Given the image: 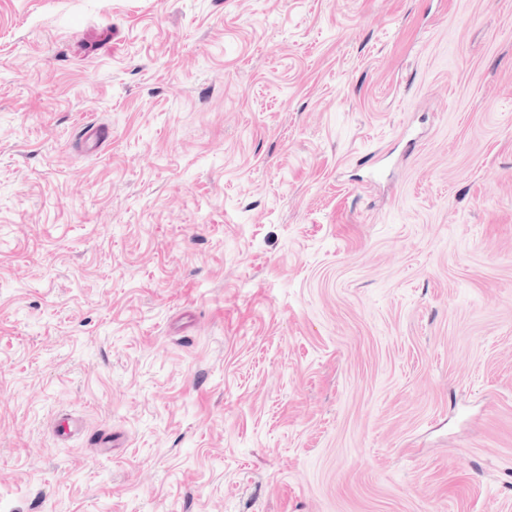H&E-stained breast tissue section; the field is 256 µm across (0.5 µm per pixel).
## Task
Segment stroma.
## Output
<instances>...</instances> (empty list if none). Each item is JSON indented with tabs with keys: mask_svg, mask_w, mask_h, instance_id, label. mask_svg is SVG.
Masks as SVG:
<instances>
[{
	"mask_svg": "<svg viewBox=\"0 0 512 512\" xmlns=\"http://www.w3.org/2000/svg\"><path fill=\"white\" fill-rule=\"evenodd\" d=\"M0 512H512V0H0Z\"/></svg>",
	"mask_w": 512,
	"mask_h": 512,
	"instance_id": "obj_1",
	"label": "stroma"
}]
</instances>
